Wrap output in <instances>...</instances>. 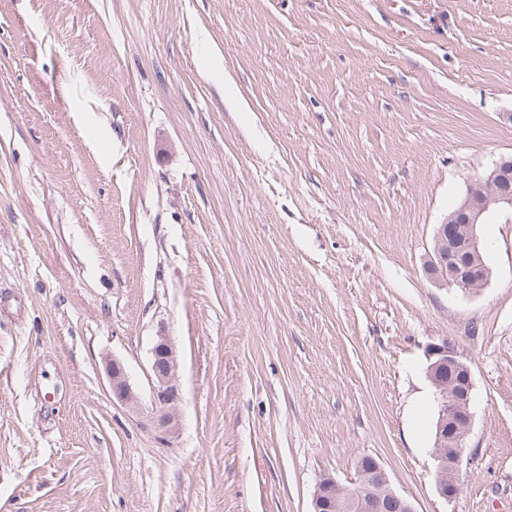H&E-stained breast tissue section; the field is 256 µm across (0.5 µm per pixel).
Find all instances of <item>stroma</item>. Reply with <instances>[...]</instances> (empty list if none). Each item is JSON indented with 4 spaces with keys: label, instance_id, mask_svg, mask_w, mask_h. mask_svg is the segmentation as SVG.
I'll list each match as a JSON object with an SVG mask.
<instances>
[{
    "label": "stroma",
    "instance_id": "stroma-1",
    "mask_svg": "<svg viewBox=\"0 0 512 512\" xmlns=\"http://www.w3.org/2000/svg\"><path fill=\"white\" fill-rule=\"evenodd\" d=\"M507 112L512 0H0V512H310L366 456L415 512H512V217L480 293L426 272ZM443 339L475 403L451 503ZM154 405L148 418L153 429L164 437H173L179 429L177 407L181 401L177 346L171 336H157L150 358ZM427 357V377L438 410L433 437L435 486L440 498L452 502L460 493L464 448L475 417L473 376L456 345L447 339L431 343ZM106 373L112 391V400L129 408L133 412L142 410L140 399L133 389L129 376L120 360L113 357L105 359Z\"/></svg>",
    "mask_w": 512,
    "mask_h": 512
}]
</instances>
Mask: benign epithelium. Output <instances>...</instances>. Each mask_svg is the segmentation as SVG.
Masks as SVG:
<instances>
[{
  "mask_svg": "<svg viewBox=\"0 0 512 512\" xmlns=\"http://www.w3.org/2000/svg\"><path fill=\"white\" fill-rule=\"evenodd\" d=\"M492 209L512 212V155L501 157L484 174L471 180L456 208L437 225L427 269L440 286L471 295L485 288L492 270L478 227ZM427 377L437 402L433 448L436 491L447 502L460 493L464 448L473 427V376L456 345L446 339L427 348ZM112 400L134 412L141 410L124 365L115 357L105 359ZM154 405L148 418L153 429L165 437L179 429L177 407L181 401L178 383V353L175 341L157 337L150 358ZM361 493L352 497L331 476L316 484L311 512H414L411 502L391 487L382 464L366 456L360 464Z\"/></svg>",
  "mask_w": 512,
  "mask_h": 512,
  "instance_id": "1",
  "label": "benign epithelium"
}]
</instances>
